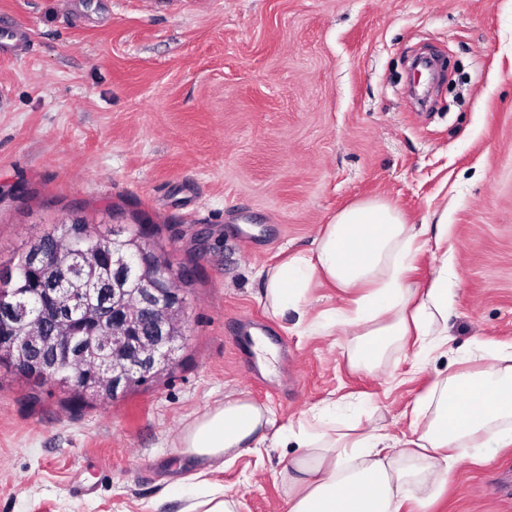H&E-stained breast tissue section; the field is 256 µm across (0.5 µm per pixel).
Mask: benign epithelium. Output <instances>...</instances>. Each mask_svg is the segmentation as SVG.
I'll list each match as a JSON object with an SVG mask.
<instances>
[{"label":"benign epithelium","mask_w":512,"mask_h":512,"mask_svg":"<svg viewBox=\"0 0 512 512\" xmlns=\"http://www.w3.org/2000/svg\"><path fill=\"white\" fill-rule=\"evenodd\" d=\"M105 270L112 271V288L88 293L62 288L54 282L42 296L55 301L52 310L35 317L19 299L16 288L0 289V355L9 353L25 361L36 352L47 357L37 368L47 381H61L85 388L84 395L103 402L161 376L175 362L176 351L186 339V297L168 287L183 274L149 242L129 245V251L95 246ZM89 323L119 326L123 332L104 342L98 336H77L75 315ZM98 364L86 377V364Z\"/></svg>","instance_id":"benign-epithelium-1"}]
</instances>
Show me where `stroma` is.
Here are the masks:
<instances>
[{
  "instance_id": "obj_1",
  "label": "stroma",
  "mask_w": 512,
  "mask_h": 512,
  "mask_svg": "<svg viewBox=\"0 0 512 512\" xmlns=\"http://www.w3.org/2000/svg\"><path fill=\"white\" fill-rule=\"evenodd\" d=\"M0 15L32 38L0 57V270L82 219L147 225L192 273L173 368L111 403L70 404L0 361V512H182V433L228 395L283 434L332 404L403 441L458 351L512 346V0H0ZM423 53L444 65L425 109L408 94ZM368 199L411 224L447 211L451 302L447 346L366 372L344 325L283 327L259 272ZM284 454L263 443L207 483L238 512H288ZM432 512H512V447L459 463Z\"/></svg>"
}]
</instances>
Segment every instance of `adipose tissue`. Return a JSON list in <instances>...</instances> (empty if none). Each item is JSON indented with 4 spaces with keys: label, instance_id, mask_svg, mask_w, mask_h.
<instances>
[{
    "label": "adipose tissue",
    "instance_id": "adipose-tissue-1",
    "mask_svg": "<svg viewBox=\"0 0 512 512\" xmlns=\"http://www.w3.org/2000/svg\"><path fill=\"white\" fill-rule=\"evenodd\" d=\"M431 229L444 239L447 214L431 228L407 223L382 200L355 203L320 229L311 248L261 270L262 300L301 332L338 322L358 329L350 357L357 369H373L413 334L441 347L448 342L447 256L438 257L429 288L405 282L417 241ZM323 281L348 294V305L312 320L311 291ZM465 357L480 369L435 381L413 409L416 426L404 446L374 427L325 425L316 412L289 431L283 441L298 452L288 461V512H400L409 499L429 512L435 489L461 462V449H471V462L486 464L492 449L512 446V348ZM271 424L265 408L228 396L185 429L180 446L204 469L221 467L263 442Z\"/></svg>",
    "mask_w": 512,
    "mask_h": 512
}]
</instances>
